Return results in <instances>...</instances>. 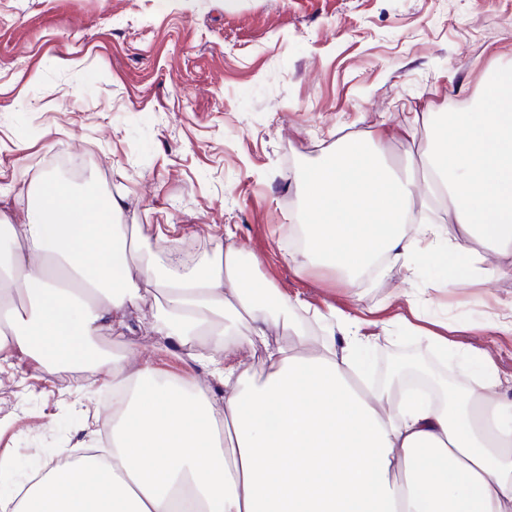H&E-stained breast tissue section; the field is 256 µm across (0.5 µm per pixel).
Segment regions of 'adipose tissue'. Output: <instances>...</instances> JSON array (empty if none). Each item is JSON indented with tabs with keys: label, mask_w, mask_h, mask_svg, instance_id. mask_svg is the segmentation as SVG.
<instances>
[{
	"label": "adipose tissue",
	"mask_w": 512,
	"mask_h": 512,
	"mask_svg": "<svg viewBox=\"0 0 512 512\" xmlns=\"http://www.w3.org/2000/svg\"><path fill=\"white\" fill-rule=\"evenodd\" d=\"M421 121L441 125L421 149L424 183L384 164L388 139L415 136L405 121L307 170L288 227L302 239L297 272L329 269L354 287L436 250L456 268L438 284L448 293L512 281V65L488 74L480 111ZM438 195L444 223L427 214ZM24 211L22 224L0 214V362L92 364L112 383V448L58 464L0 512H512V395L493 359L435 330L423 302L399 304L395 321L469 365L439 403L402 393L397 374L371 383L370 318L317 310L310 329L308 303L260 285L259 260L234 243L200 273L161 271L130 259L140 227L116 199L87 204L50 177ZM147 286L165 295L151 331L222 395L94 351L102 331L124 335ZM280 324L292 346L268 349L251 375L245 355Z\"/></svg>",
	"instance_id": "ef3b65f1"
}]
</instances>
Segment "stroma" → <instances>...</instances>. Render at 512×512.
<instances>
[{
	"label": "stroma",
	"mask_w": 512,
	"mask_h": 512,
	"mask_svg": "<svg viewBox=\"0 0 512 512\" xmlns=\"http://www.w3.org/2000/svg\"><path fill=\"white\" fill-rule=\"evenodd\" d=\"M511 63L512 0H0V212L22 223L31 187L66 180L120 201L124 223L144 227L137 251L160 269L170 261L160 235L197 244L191 265L202 269L232 228L282 294L321 310H376L371 377L414 357L433 381L461 386V359L441 360L382 307L396 289L422 297L437 278L431 258L419 257L416 275L395 267L354 290L327 270L297 274L288 226L300 171L337 141L417 112L472 108L485 71ZM477 293L510 303L512 281L437 294L429 308L476 321ZM157 295L149 289L131 310V333L102 332L96 347L119 356L134 342L141 365L200 375L149 329ZM457 338L512 379L511 336ZM107 388L84 362L0 363V494L53 458L111 447L90 424L108 413Z\"/></svg>",
	"instance_id": "stroma-1"
}]
</instances>
